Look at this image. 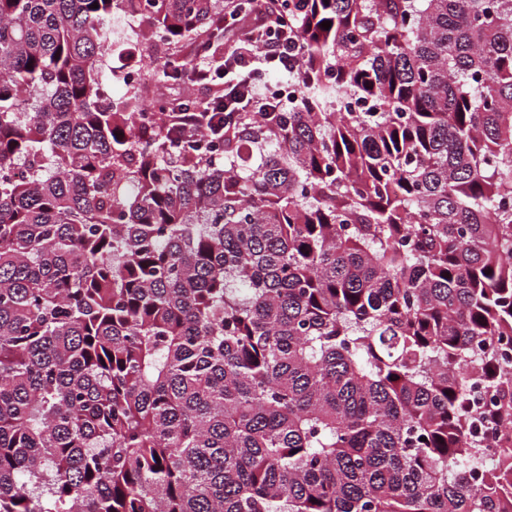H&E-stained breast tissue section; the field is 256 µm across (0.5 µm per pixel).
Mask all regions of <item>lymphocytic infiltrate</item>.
<instances>
[{"mask_svg": "<svg viewBox=\"0 0 512 512\" xmlns=\"http://www.w3.org/2000/svg\"><path fill=\"white\" fill-rule=\"evenodd\" d=\"M253 8L259 23L225 49L220 66L211 65L202 55L193 57L192 88L211 90L212 98L205 108L183 106L171 113L170 125L183 139H195L202 123L217 124L226 116L238 126L252 113L267 111L275 97L265 93L262 74L297 70L302 46L286 0H253Z\"/></svg>", "mask_w": 512, "mask_h": 512, "instance_id": "f902f5d3", "label": "lymphocytic infiltrate"}]
</instances>
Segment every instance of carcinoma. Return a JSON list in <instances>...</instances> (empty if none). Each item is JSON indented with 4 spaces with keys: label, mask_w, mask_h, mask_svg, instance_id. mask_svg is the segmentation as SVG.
Returning a JSON list of instances; mask_svg holds the SVG:
<instances>
[{
    "label": "carcinoma",
    "mask_w": 512,
    "mask_h": 512,
    "mask_svg": "<svg viewBox=\"0 0 512 512\" xmlns=\"http://www.w3.org/2000/svg\"><path fill=\"white\" fill-rule=\"evenodd\" d=\"M219 8L0 0V512H512V0H308L200 145L103 103L114 17L161 85Z\"/></svg>",
    "instance_id": "obj_1"
}]
</instances>
